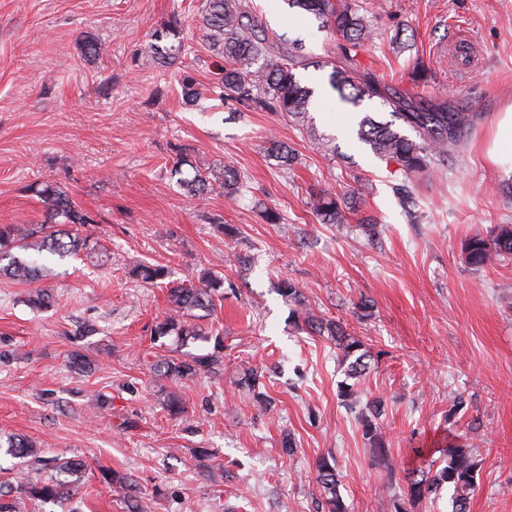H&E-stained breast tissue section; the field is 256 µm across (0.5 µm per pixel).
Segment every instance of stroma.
Wrapping results in <instances>:
<instances>
[{"label": "stroma", "mask_w": 512, "mask_h": 512, "mask_svg": "<svg viewBox=\"0 0 512 512\" xmlns=\"http://www.w3.org/2000/svg\"><path fill=\"white\" fill-rule=\"evenodd\" d=\"M374 27L352 67L456 107L480 99L482 115L461 152L417 180L423 218L409 223L393 187L397 164L368 153L352 135L356 109L328 84L329 68L308 67L324 152L290 118L231 114L215 99L224 61L203 35V0H0V224L40 222L36 190L65 185L95 221L86 225L109 256L50 264L38 284L0 277V437L24 436L43 456L82 459L79 494L65 503L15 500V512H321L316 462L331 456L348 512H391L412 450L443 447L448 433L477 443L480 469L470 512H512V257L477 268L465 240L512 225V177L483 153L495 119L512 104V0H359ZM270 40L299 38L305 55L330 61L337 41L283 0H250ZM181 46L198 101L186 103L182 74L160 66L149 46L166 22ZM91 36L103 47L84 57ZM277 139L295 148L290 169L267 155ZM188 159L204 173L230 165L246 186L228 203L222 190L185 197L173 167ZM366 185L362 210L380 235L321 224L308 188L343 194ZM283 215L264 219L266 208ZM238 227V238L216 223ZM248 257V265L234 255ZM142 264L165 266L156 284ZM224 275L225 290L199 325L224 344V373L181 380L152 372L157 356L184 359L207 341L151 342L168 311L169 284ZM296 282L315 316L341 322L370 353L359 388L383 398L378 424L388 456L375 458L354 410L338 395L341 351L298 332L276 292ZM50 295L43 310L30 293ZM368 302L363 316L359 302ZM92 364L70 368V354ZM265 367L272 405L255 406L238 381ZM463 410L448 417L449 394ZM105 394V407L95 405ZM186 412L170 417L168 395ZM296 448L287 454L284 436ZM114 471L131 493L108 487Z\"/></svg>", "instance_id": "obj_1"}]
</instances>
